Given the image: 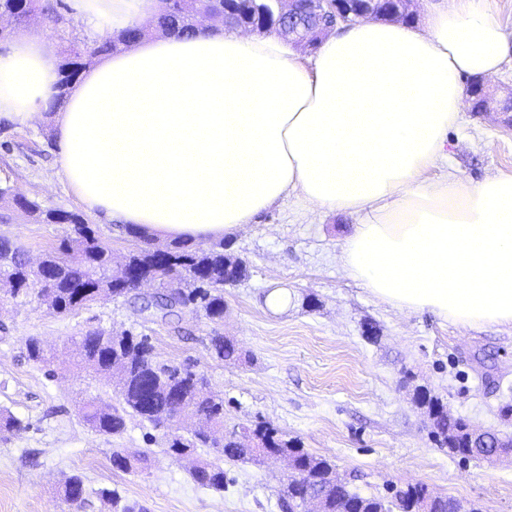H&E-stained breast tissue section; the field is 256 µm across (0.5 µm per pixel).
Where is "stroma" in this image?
<instances>
[{
    "label": "stroma",
    "mask_w": 512,
    "mask_h": 512,
    "mask_svg": "<svg viewBox=\"0 0 512 512\" xmlns=\"http://www.w3.org/2000/svg\"><path fill=\"white\" fill-rule=\"evenodd\" d=\"M60 23L31 21L59 61L70 41L94 48L107 32L88 25L63 0ZM46 113L0 126V165L9 164L20 192L44 206L78 210L57 163ZM436 174L480 181L512 175V118L504 112H462L449 129ZM359 218L309 209L291 195L224 240L242 258L248 277L224 289V317L211 322L184 311L173 324L146 320L134 299H103L76 316L55 314L34 297L0 302V412L22 422L0 433V512H113L100 489L145 504L149 512H280L288 473L285 460L225 464L223 491L206 489L189 474L191 461L165 448L162 431L135 415L124 433L106 437L83 420L87 400L116 401L111 384L76 366L75 340L92 327L131 330L152 338L159 362L190 365L224 399V427L259 421L277 426L315 456L336 466L351 489L385 498L395 485L422 483L456 499L464 512H512V463L464 460L437 447L417 390L430 391L450 413L481 430L512 432L499 415L512 402V329L469 330L429 312L402 311L369 294L347 276L342 247ZM65 224H39L19 211L0 223V238L38 261L66 237ZM289 295L274 309L268 296ZM234 342L237 361L217 359L209 339ZM55 356L54 375L26 357L27 338ZM146 455L145 468L122 471L113 449ZM82 475L85 502L59 492L65 477Z\"/></svg>",
    "instance_id": "stroma-1"
}]
</instances>
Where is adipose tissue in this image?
Here are the masks:
<instances>
[{
	"label": "adipose tissue",
	"instance_id": "adipose-tissue-1",
	"mask_svg": "<svg viewBox=\"0 0 512 512\" xmlns=\"http://www.w3.org/2000/svg\"><path fill=\"white\" fill-rule=\"evenodd\" d=\"M95 27L147 23L160 0H76ZM423 29L357 22L312 63L275 35L202 30L100 58L54 114L61 171L83 207L152 237L220 239L288 192L362 217L346 274L399 309L512 327V176L430 178L464 106L512 41L488 0H424ZM43 37L0 53V113L54 102Z\"/></svg>",
	"mask_w": 512,
	"mask_h": 512
}]
</instances>
